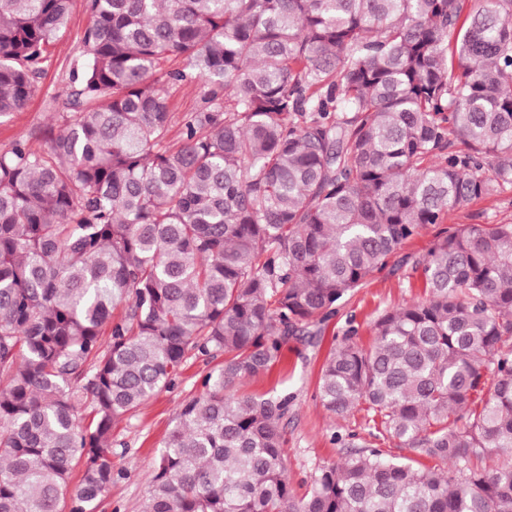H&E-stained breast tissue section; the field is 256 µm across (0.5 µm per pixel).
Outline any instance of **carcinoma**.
<instances>
[{"instance_id": "obj_1", "label": "carcinoma", "mask_w": 512, "mask_h": 512, "mask_svg": "<svg viewBox=\"0 0 512 512\" xmlns=\"http://www.w3.org/2000/svg\"><path fill=\"white\" fill-rule=\"evenodd\" d=\"M85 0L66 128L0 151V512H93L112 425L224 354L144 512H512V222L413 262L427 297L325 361L323 406L448 469L334 441L291 492L288 396L239 398L451 209L512 185V0ZM70 0H0V121ZM204 83L172 144L169 90ZM126 305L121 316L115 309Z\"/></svg>"}]
</instances>
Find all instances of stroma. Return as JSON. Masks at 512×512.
<instances>
[{
  "mask_svg": "<svg viewBox=\"0 0 512 512\" xmlns=\"http://www.w3.org/2000/svg\"><path fill=\"white\" fill-rule=\"evenodd\" d=\"M88 21L84 0H71L66 29L51 49L35 92L22 110L0 123V150L11 148L19 139L32 149L43 150L50 135L62 132L70 71L81 58V38ZM504 220L512 221L509 186L451 209L444 224L424 227L391 258L385 271L346 297L336 315L316 325L311 342L290 341L282 364L267 374L244 379L235 387L239 396H259L271 391L289 396L288 412L281 422L285 439L282 457L296 496L309 491L322 468L340 462L344 451L334 444V435L355 434L387 455H403L404 450L396 441L369 437L365 429L367 414L362 408H355L345 417L325 409L318 394L322 364L348 330H355L354 340L360 346L370 347L374 324L381 315L423 299V282L412 272V262L427 253L442 238L444 230ZM223 363L220 355L187 358L172 388L159 391L116 421L112 427V486L97 500L95 512H142L157 458L178 410L199 396L203 378Z\"/></svg>",
  "mask_w": 512,
  "mask_h": 512,
  "instance_id": "obj_1",
  "label": "stroma"
}]
</instances>
